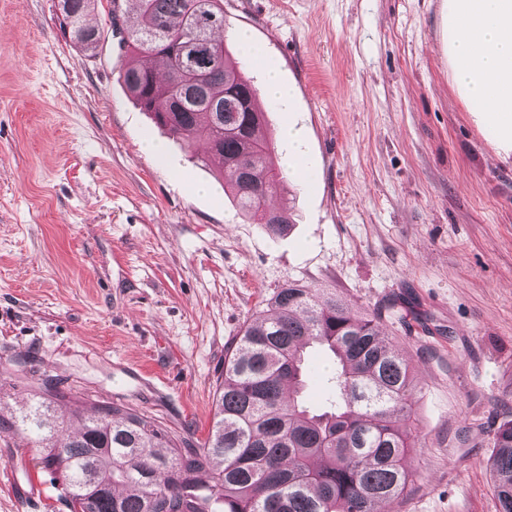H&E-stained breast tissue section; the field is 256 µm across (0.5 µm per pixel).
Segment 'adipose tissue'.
I'll list each match as a JSON object with an SVG mask.
<instances>
[{
    "label": "adipose tissue",
    "instance_id": "obj_1",
    "mask_svg": "<svg viewBox=\"0 0 512 512\" xmlns=\"http://www.w3.org/2000/svg\"><path fill=\"white\" fill-rule=\"evenodd\" d=\"M448 58L474 111L512 148V0H448Z\"/></svg>",
    "mask_w": 512,
    "mask_h": 512
}]
</instances>
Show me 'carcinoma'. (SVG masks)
I'll list each match as a JSON object with an SVG mask.
<instances>
[{
    "instance_id": "obj_1",
    "label": "carcinoma",
    "mask_w": 512,
    "mask_h": 512,
    "mask_svg": "<svg viewBox=\"0 0 512 512\" xmlns=\"http://www.w3.org/2000/svg\"><path fill=\"white\" fill-rule=\"evenodd\" d=\"M95 2L60 0L58 16L62 34L90 56L101 38L88 22ZM129 3L131 58L120 75L128 93L189 148L206 130L238 207L269 236L286 234L285 210L271 205L283 172L270 162L258 91L218 37L223 0ZM157 60L162 77L149 65ZM195 70L206 72L202 84L184 85ZM381 321L326 289H277L226 351L224 388L199 448L178 447L154 420L116 405L99 406L71 434L68 393L47 381L9 428L62 476L71 512H377L403 498L418 447L411 364L383 339ZM312 346L332 356V400L322 412L303 401ZM490 470L500 512H512V422L495 434Z\"/></svg>"
}]
</instances>
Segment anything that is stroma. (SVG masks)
Returning a JSON list of instances; mask_svg holds the SVG:
<instances>
[{"label": "stroma", "mask_w": 512, "mask_h": 512, "mask_svg": "<svg viewBox=\"0 0 512 512\" xmlns=\"http://www.w3.org/2000/svg\"><path fill=\"white\" fill-rule=\"evenodd\" d=\"M99 0L95 56L59 31L57 0H0V512H70L40 450L8 429L34 382L72 410L117 403L180 447L212 424L226 349L297 281L381 309L410 361L418 448L382 512H499L488 462L512 421V150L453 80L448 0H224V42L267 101L284 158L308 147L273 238L242 216L127 93L129 10ZM248 31L256 52L237 31ZM164 148L146 155L143 138ZM282 138L288 144V159L294 164V167L288 170V177L300 181L303 169L300 167L299 161L305 156V143L292 127L283 129Z\"/></svg>", "instance_id": "obj_1"}]
</instances>
